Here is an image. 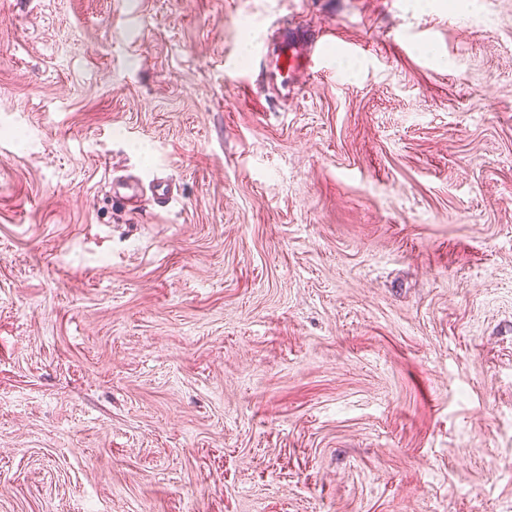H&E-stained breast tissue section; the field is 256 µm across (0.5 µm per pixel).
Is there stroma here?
<instances>
[{
    "instance_id": "1",
    "label": "stroma",
    "mask_w": 512,
    "mask_h": 512,
    "mask_svg": "<svg viewBox=\"0 0 512 512\" xmlns=\"http://www.w3.org/2000/svg\"><path fill=\"white\" fill-rule=\"evenodd\" d=\"M0 512H512V0H0ZM278 45L274 60L266 67L264 79L267 83L276 85L286 91L293 85L295 73L301 68H313L322 60V44H315L311 56L303 52L302 46L284 36Z\"/></svg>"
}]
</instances>
